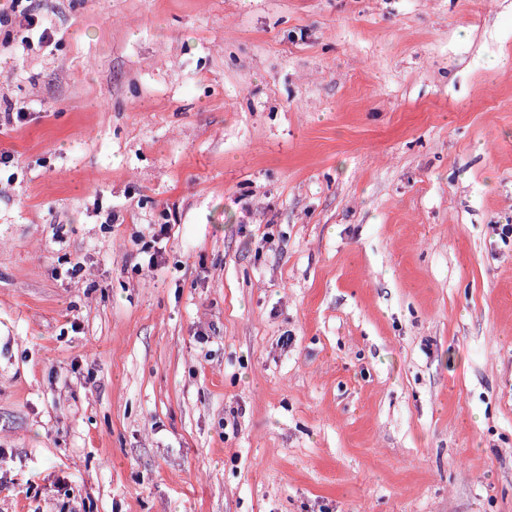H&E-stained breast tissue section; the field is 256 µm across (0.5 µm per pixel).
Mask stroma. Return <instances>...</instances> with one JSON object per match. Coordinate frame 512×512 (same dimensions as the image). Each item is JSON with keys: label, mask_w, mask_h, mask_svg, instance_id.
Instances as JSON below:
<instances>
[{"label": "stroma", "mask_w": 512, "mask_h": 512, "mask_svg": "<svg viewBox=\"0 0 512 512\" xmlns=\"http://www.w3.org/2000/svg\"><path fill=\"white\" fill-rule=\"evenodd\" d=\"M32 9L0 512H512V0Z\"/></svg>", "instance_id": "stroma-1"}]
</instances>
